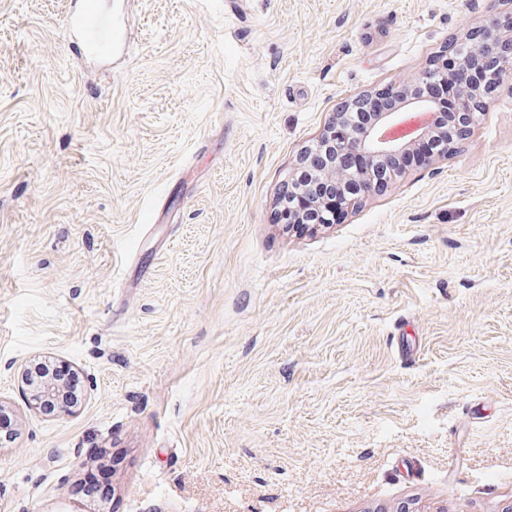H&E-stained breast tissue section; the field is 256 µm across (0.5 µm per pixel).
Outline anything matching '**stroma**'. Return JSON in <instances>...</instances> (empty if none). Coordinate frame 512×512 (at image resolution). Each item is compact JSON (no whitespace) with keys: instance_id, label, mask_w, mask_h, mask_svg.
Masks as SVG:
<instances>
[{"instance_id":"stroma-1","label":"stroma","mask_w":512,"mask_h":512,"mask_svg":"<svg viewBox=\"0 0 512 512\" xmlns=\"http://www.w3.org/2000/svg\"><path fill=\"white\" fill-rule=\"evenodd\" d=\"M76 2L0 0V512H512V77L340 221L276 214L348 97L512 0H99L104 61ZM65 27L70 36L77 30L87 45L104 54L111 52L116 42L112 19L100 12L96 0H84L80 14L66 16ZM29 366L24 372V382L27 386V395L32 409L41 410L44 405L54 404L57 408V414L62 415L70 412V401L64 397L65 387L63 383L56 381L53 377L37 378L35 380L26 379L25 375Z\"/></svg>"}]
</instances>
